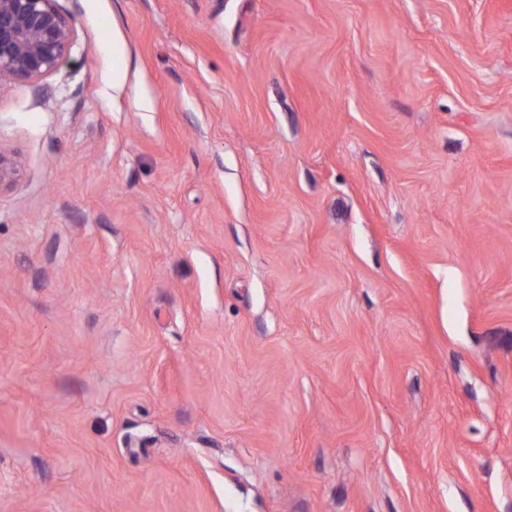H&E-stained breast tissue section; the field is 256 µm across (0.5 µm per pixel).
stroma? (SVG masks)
Wrapping results in <instances>:
<instances>
[{
  "label": "stroma",
  "mask_w": 512,
  "mask_h": 512,
  "mask_svg": "<svg viewBox=\"0 0 512 512\" xmlns=\"http://www.w3.org/2000/svg\"><path fill=\"white\" fill-rule=\"evenodd\" d=\"M57 6L0 512H512V0Z\"/></svg>",
  "instance_id": "35a3bbf8"
}]
</instances>
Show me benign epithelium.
<instances>
[{"instance_id": "obj_1", "label": "benign epithelium", "mask_w": 512, "mask_h": 512, "mask_svg": "<svg viewBox=\"0 0 512 512\" xmlns=\"http://www.w3.org/2000/svg\"><path fill=\"white\" fill-rule=\"evenodd\" d=\"M74 36L56 0H0V80L34 81L55 71ZM22 173V163L0 149V189Z\"/></svg>"}]
</instances>
